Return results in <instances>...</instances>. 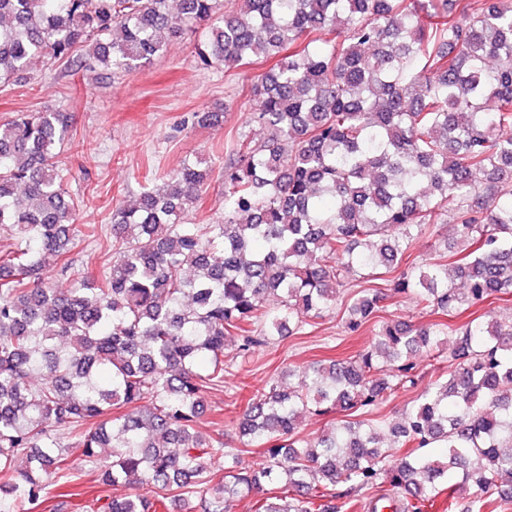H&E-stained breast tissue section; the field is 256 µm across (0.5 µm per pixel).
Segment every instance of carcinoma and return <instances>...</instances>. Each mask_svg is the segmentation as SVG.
I'll return each mask as SVG.
<instances>
[{"mask_svg":"<svg viewBox=\"0 0 512 512\" xmlns=\"http://www.w3.org/2000/svg\"><path fill=\"white\" fill-rule=\"evenodd\" d=\"M179 20L205 30L198 58L231 72L275 64L251 82L268 131L224 163V222L193 224L210 169L187 160L163 186L112 211V261L69 288L50 279L81 239L80 200L55 165L74 115L20 112L0 124V512H26L49 486L97 465L129 484L97 512H430L436 499L485 512L512 475V326L474 319L378 320L408 295L443 316L512 294V0H179ZM177 20V21H179ZM170 0H0V84L31 61L114 73L160 54L179 27ZM328 30L333 41L319 42ZM456 216L453 264L410 260L427 224ZM384 267L388 292L367 288ZM354 289L344 326L371 324L362 352L328 359L298 383L256 391L228 456L222 422L198 434L206 396L224 389V350L248 357L299 332ZM450 356L390 426L394 455L363 418L415 385L416 357ZM344 412L315 440L310 415ZM446 449L434 458L427 449ZM112 449L101 462L100 450ZM27 465L18 468L16 459ZM288 483L286 496L266 487Z\"/></svg>","mask_w":512,"mask_h":512,"instance_id":"carcinoma-1","label":"carcinoma"}]
</instances>
